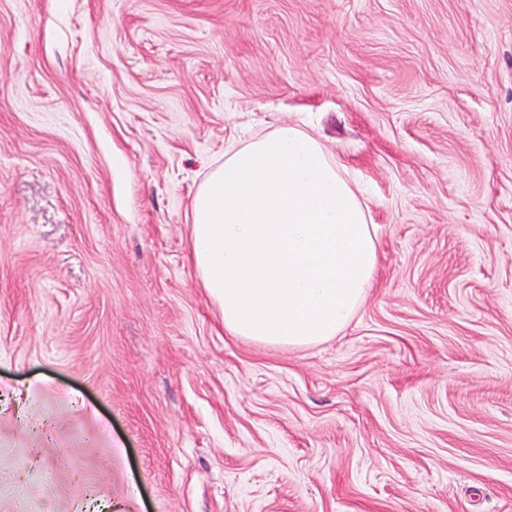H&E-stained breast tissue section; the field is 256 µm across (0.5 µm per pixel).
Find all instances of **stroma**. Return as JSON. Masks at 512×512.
I'll list each match as a JSON object with an SVG mask.
<instances>
[{
	"label": "stroma",
	"instance_id": "stroma-1",
	"mask_svg": "<svg viewBox=\"0 0 512 512\" xmlns=\"http://www.w3.org/2000/svg\"><path fill=\"white\" fill-rule=\"evenodd\" d=\"M284 123L378 250L293 347L191 258ZM0 512H512V0H0Z\"/></svg>",
	"mask_w": 512,
	"mask_h": 512
}]
</instances>
